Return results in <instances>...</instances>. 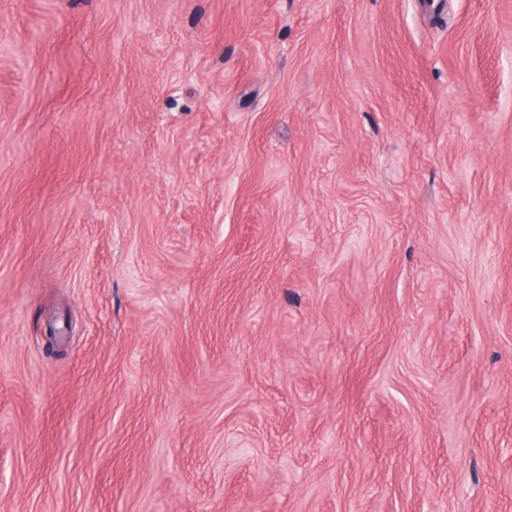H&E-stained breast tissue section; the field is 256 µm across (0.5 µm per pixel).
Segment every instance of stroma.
Segmentation results:
<instances>
[{"instance_id": "35a3bbf8", "label": "stroma", "mask_w": 512, "mask_h": 512, "mask_svg": "<svg viewBox=\"0 0 512 512\" xmlns=\"http://www.w3.org/2000/svg\"><path fill=\"white\" fill-rule=\"evenodd\" d=\"M0 512H512V0H0Z\"/></svg>"}]
</instances>
